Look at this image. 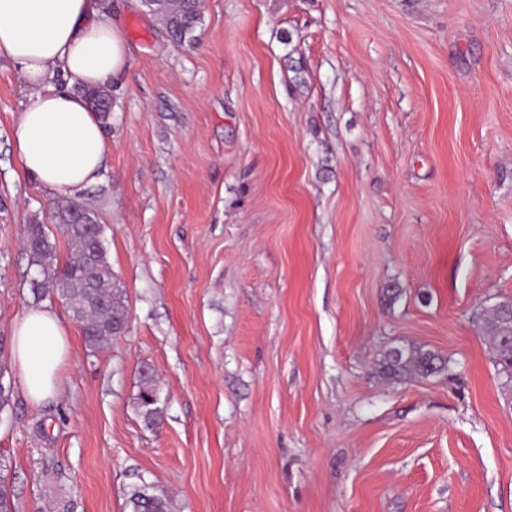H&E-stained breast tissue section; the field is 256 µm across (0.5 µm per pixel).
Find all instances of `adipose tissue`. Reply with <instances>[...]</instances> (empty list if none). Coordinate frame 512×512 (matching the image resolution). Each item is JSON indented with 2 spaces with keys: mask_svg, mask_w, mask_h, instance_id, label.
<instances>
[{
  "mask_svg": "<svg viewBox=\"0 0 512 512\" xmlns=\"http://www.w3.org/2000/svg\"><path fill=\"white\" fill-rule=\"evenodd\" d=\"M0 57L32 90L11 132L22 173L79 198L99 179L109 142L76 88L111 86L127 70L121 25L100 0H0ZM68 350L52 310L32 308L15 322L12 360L32 403L58 391Z\"/></svg>",
  "mask_w": 512,
  "mask_h": 512,
  "instance_id": "ef3b65f1",
  "label": "adipose tissue"
}]
</instances>
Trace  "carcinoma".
Here are the masks:
<instances>
[{
	"label": "carcinoma",
	"mask_w": 512,
	"mask_h": 512,
	"mask_svg": "<svg viewBox=\"0 0 512 512\" xmlns=\"http://www.w3.org/2000/svg\"><path fill=\"white\" fill-rule=\"evenodd\" d=\"M149 11L161 16L172 38L192 43L200 20L197 0H145ZM75 90L88 101L101 120L111 114L112 97L103 88L77 86ZM73 206L58 207L52 219L63 230L71 245V255L58 262L56 244L42 224H31L25 245L37 279L30 281L32 290L41 294L57 287L73 319L81 326L83 336L94 346H105L114 337V328L128 318L123 292L112 287L110 266L103 241L95 242L85 226L71 222ZM482 330L490 342L496 366L512 381V302L499 303L482 322ZM445 362L432 352L402 348L400 355L389 349L378 364V373L385 380L426 377L442 371ZM160 395L155 377L142 376L137 409L146 426L154 427L162 417ZM134 512H171V501L164 492L147 485L131 492Z\"/></svg>",
	"instance_id": "cac0c4a2"
}]
</instances>
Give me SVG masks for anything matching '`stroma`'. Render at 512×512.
<instances>
[{"instance_id":"stroma-1","label":"stroma","mask_w":512,"mask_h":512,"mask_svg":"<svg viewBox=\"0 0 512 512\" xmlns=\"http://www.w3.org/2000/svg\"><path fill=\"white\" fill-rule=\"evenodd\" d=\"M106 8L129 62L81 200L130 328L105 346L30 288L26 229L59 198L18 167L29 89L0 58L15 512H133L145 483L172 512H512V386L478 322L512 300V0H203L192 44ZM39 307L69 352L34 405L10 346ZM395 345L446 367L383 379ZM142 387L137 401V409L147 427L157 426L162 417V408L159 406L160 395L152 374L141 371Z\"/></svg>"}]
</instances>
